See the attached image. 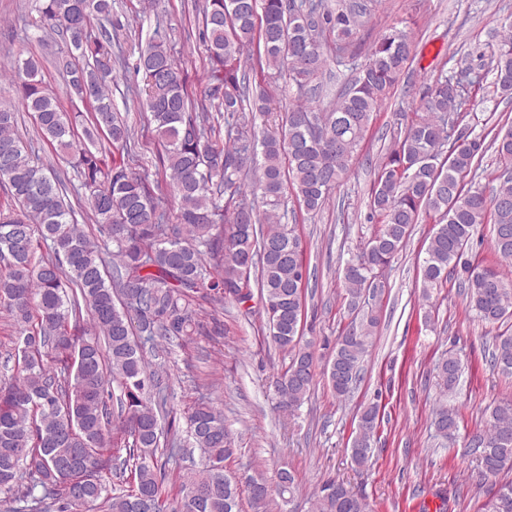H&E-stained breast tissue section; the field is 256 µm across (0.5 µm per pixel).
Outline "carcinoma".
Listing matches in <instances>:
<instances>
[{"instance_id": "carcinoma-1", "label": "carcinoma", "mask_w": 512, "mask_h": 512, "mask_svg": "<svg viewBox=\"0 0 512 512\" xmlns=\"http://www.w3.org/2000/svg\"><path fill=\"white\" fill-rule=\"evenodd\" d=\"M37 2L36 26L65 39L57 65L88 120L81 138L82 112L60 109L35 59L15 61L16 98L32 113L37 138L23 137L15 112L0 106V188L8 199L0 205V314L16 330L13 372L0 377V492L14 496L18 512L56 504L59 512H240L244 493L253 512L280 509L293 493V475L278 473V503L265 481L244 483L228 473L224 462L237 448L222 410L203 398L186 420L191 447L205 462L185 480L180 499L164 501L161 460L176 456L178 437L174 421L162 424L168 395L145 346H181L206 334V306L242 304L256 290L272 343L291 356L276 380L280 405L291 411L304 403L315 377L302 327L308 277L301 238L285 223L288 195L313 214L347 178L375 112L412 60L411 38L401 30L382 35L348 87L317 112L313 81L328 55L349 53L366 6L344 3L333 12L322 0H203L196 9L205 104L195 105L159 32L136 61L143 86L135 95L161 153L162 176L152 183L132 167L139 143L112 103V0ZM256 69L286 73L307 98L278 127L257 132L246 113L269 115L271 99L250 81ZM490 72L512 98V23L503 26ZM478 84L468 69L437 79L422 115L393 132L375 165L369 208L382 224L339 271L351 321L325 370L339 399L361 380L378 326L364 307L423 213L437 220L419 264L422 296L460 269L468 308L481 322L499 326L512 318V281L498 269L512 264V126L492 139L501 170L488 194L467 180L484 140L461 127ZM102 139L122 150V159L107 161ZM45 148L71 164L77 182L40 162L36 150ZM71 194L84 199L102 242L78 223ZM482 224L493 225L495 264L467 258ZM489 363L512 374L511 332L493 337ZM436 371L448 394L462 364L450 354ZM377 426L376 407L360 412L350 448L358 467L373 454ZM434 426L442 437L457 429L444 403ZM471 444L483 478L512 468V402L491 408ZM482 510L512 512V481L499 484ZM309 512L372 510L365 495L330 480Z\"/></svg>"}]
</instances>
